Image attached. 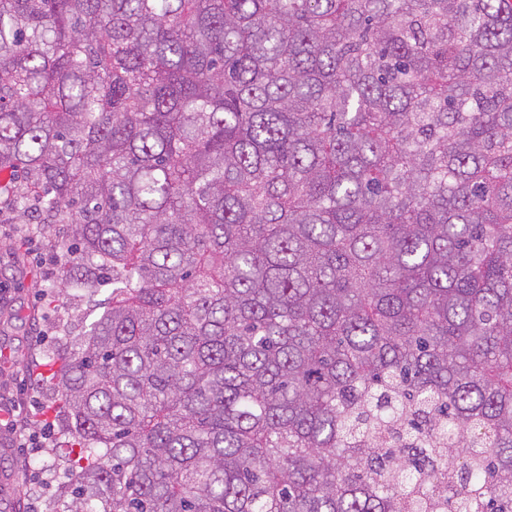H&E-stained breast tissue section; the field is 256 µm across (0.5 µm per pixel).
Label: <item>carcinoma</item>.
<instances>
[{
	"instance_id": "cac0c4a2",
	"label": "carcinoma",
	"mask_w": 512,
	"mask_h": 512,
	"mask_svg": "<svg viewBox=\"0 0 512 512\" xmlns=\"http://www.w3.org/2000/svg\"><path fill=\"white\" fill-rule=\"evenodd\" d=\"M0 170L58 512H512V0H0Z\"/></svg>"
}]
</instances>
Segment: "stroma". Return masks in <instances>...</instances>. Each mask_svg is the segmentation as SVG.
Wrapping results in <instances>:
<instances>
[{
	"label": "stroma",
	"instance_id": "35a3bbf8",
	"mask_svg": "<svg viewBox=\"0 0 512 512\" xmlns=\"http://www.w3.org/2000/svg\"><path fill=\"white\" fill-rule=\"evenodd\" d=\"M62 230L59 224L41 225L28 242L0 234V284L12 290L11 303L0 307V392L18 394L32 420L26 447H5L0 436V512H49L65 476L69 442L53 423L49 393L35 381L36 367L43 348L97 319L111 292L102 287L92 301L51 292L45 261L55 254Z\"/></svg>",
	"mask_w": 512,
	"mask_h": 512
}]
</instances>
